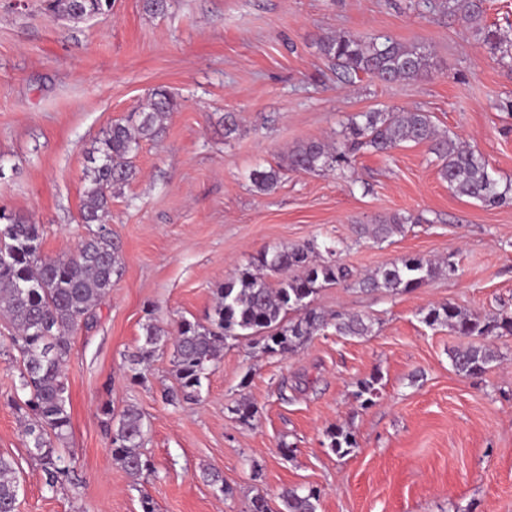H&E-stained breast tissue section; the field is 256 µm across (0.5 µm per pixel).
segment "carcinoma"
I'll list each match as a JSON object with an SVG mask.
<instances>
[{"mask_svg":"<svg viewBox=\"0 0 512 512\" xmlns=\"http://www.w3.org/2000/svg\"><path fill=\"white\" fill-rule=\"evenodd\" d=\"M109 2L47 0V9L73 19L77 8L101 15L108 11ZM464 9L490 54L502 61L512 59V43L501 38L498 28L482 24L484 0H464ZM320 51L351 80L361 74L384 83L418 80L431 67L430 54L424 49L407 47L390 37L339 34L322 40ZM176 108L175 97L159 87L134 116L102 131L98 146L87 158L81 209L83 223L98 228L71 256L45 255L40 226L0 210V317L19 352V389L28 394L16 406L32 412V419L24 426L25 447L52 489L70 475L60 454L71 427L64 375L70 335L80 323L94 318L96 307L123 274L120 245L107 229L112 194L135 177L132 157L140 142L155 140L164 120ZM406 142L426 145L440 161L441 178L460 195L487 207L512 203V185H501L477 151L439 132L431 115L419 110L360 112L351 117L336 142L309 141L296 146L287 156L288 169L342 170L362 149L384 153ZM251 179L260 190L268 191L280 180V170L256 169ZM419 221L411 214H394L362 228V233L375 243L383 242L402 231L404 225ZM324 250L328 258L319 261L313 240L261 253L258 266L278 275L274 284L246 270L216 290V304L207 323L181 319L170 329L151 322L144 325L143 343L131 356V364L141 366L158 348L172 344L179 389L165 392L164 399L174 403L199 393L211 364L220 359L230 340L258 336L263 352L285 355L298 352L316 336L370 334L373 323L366 316L338 314L328 318L313 307L320 288L353 277L352 271L335 259L339 244L326 243ZM294 267L300 268L301 274L288 275ZM445 267L450 275L456 271L451 262L443 267L429 259L409 257L376 268L358 279V285L367 291L408 293ZM422 321L429 327L446 326L457 336L480 339L448 351L453 369L463 376L484 373L498 357L491 341L512 336V312L507 310L481 316L448 302L429 307ZM378 383L374 375L356 382L355 397L361 405L374 403ZM101 412L110 429L112 458L133 480H139L148 470L141 451L145 437L142 413L127 407L116 416L108 404ZM327 438L328 448L338 455L355 445L352 433L341 428L329 431ZM19 490L17 463L13 457L0 454V512H16ZM279 499L282 508L275 511L266 496L258 493L250 499L246 512H317L320 492L313 487L286 488Z\"/></svg>","mask_w":512,"mask_h":512,"instance_id":"1","label":"carcinoma"}]
</instances>
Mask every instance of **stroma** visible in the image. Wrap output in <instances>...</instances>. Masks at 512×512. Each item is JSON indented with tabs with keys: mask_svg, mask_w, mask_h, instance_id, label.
<instances>
[{
	"mask_svg": "<svg viewBox=\"0 0 512 512\" xmlns=\"http://www.w3.org/2000/svg\"><path fill=\"white\" fill-rule=\"evenodd\" d=\"M442 0H112L110 14L67 20L43 0H0V209L43 229V251L73 254L92 231L81 219L86 153L158 87L179 106L162 135L142 142L135 178L112 197L108 226L124 271L79 325L65 365L71 428L63 453L74 485L50 488L28 456L14 404L18 366L0 335V453L19 467L17 512H245L289 487L320 489L318 512H512V336L495 339L489 369L466 377L448 351L463 338L422 321L430 306L477 314L512 307V204L485 207L449 190L425 145L357 153L344 171L287 169L286 152L333 141L360 112L418 109L512 182V66L478 41ZM387 35L432 52L419 81L348 83L319 50L329 34ZM238 129L224 133V115ZM281 167L260 191L253 170ZM416 216L375 244L357 228ZM341 241L355 279L320 289L325 313L368 316L363 337L317 336L293 356L243 340L224 350L195 399L172 406L173 348L158 350L144 382L128 354L148 319L206 321L214 291L267 248ZM452 257L457 272L402 294L367 292L357 277L387 262ZM379 378L364 407L358 380ZM248 399L257 413L234 412ZM144 416L140 481L113 460L101 408ZM350 431L343 456L327 431ZM291 447L282 454L281 444ZM260 478H253V466ZM220 472L219 497L202 479Z\"/></svg>",
	"mask_w": 512,
	"mask_h": 512,
	"instance_id": "1",
	"label": "stroma"
}]
</instances>
